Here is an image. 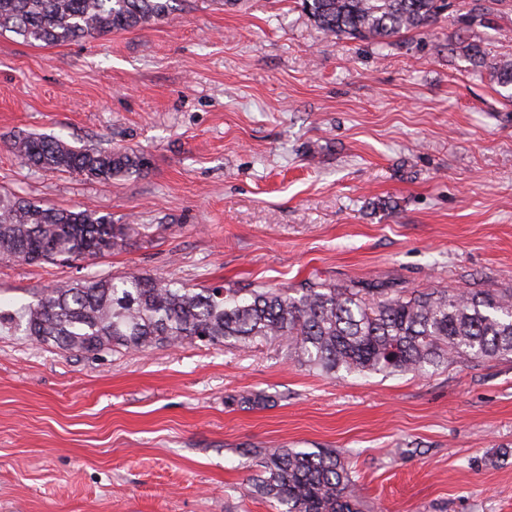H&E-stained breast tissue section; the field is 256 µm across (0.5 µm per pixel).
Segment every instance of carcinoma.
I'll list each match as a JSON object with an SVG mask.
<instances>
[{
    "label": "carcinoma",
    "mask_w": 512,
    "mask_h": 512,
    "mask_svg": "<svg viewBox=\"0 0 512 512\" xmlns=\"http://www.w3.org/2000/svg\"><path fill=\"white\" fill-rule=\"evenodd\" d=\"M173 0H0V33L39 46L105 37L168 18ZM449 0H303L328 36L382 43L426 31ZM464 55L493 70L512 102V64L487 61L481 45ZM12 153L39 170L110 183L142 174V150L76 147L41 134L16 138ZM128 226L86 210L0 194V260L93 259L120 249ZM0 332L63 351L147 352L202 343L248 348L278 341L288 356L325 375L422 374L459 358L512 356V289L386 291L355 283L298 288H190L169 277L128 272L59 282L17 309L0 306ZM253 494L283 512H362L355 481L336 451L265 448L256 455Z\"/></svg>",
    "instance_id": "carcinoma-1"
}]
</instances>
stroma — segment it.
Listing matches in <instances>:
<instances>
[{"instance_id": "35a3bbf8", "label": "stroma", "mask_w": 512, "mask_h": 512, "mask_svg": "<svg viewBox=\"0 0 512 512\" xmlns=\"http://www.w3.org/2000/svg\"><path fill=\"white\" fill-rule=\"evenodd\" d=\"M455 2L387 44L325 35L301 0H175L58 46L0 34V193L130 227L93 261H0V305L133 271L512 289V102L461 51L512 61V0ZM28 133L150 167L30 169L10 150ZM256 392L272 403L238 405ZM282 446L336 449L369 512H512V357L340 378L278 342L81 355L0 335V512H276L249 480Z\"/></svg>"}]
</instances>
